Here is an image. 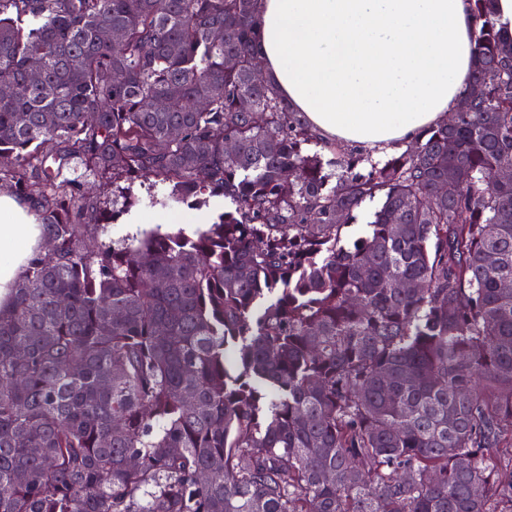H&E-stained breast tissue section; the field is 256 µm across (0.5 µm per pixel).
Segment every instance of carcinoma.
Returning <instances> with one entry per match:
<instances>
[{
    "instance_id": "carcinoma-1",
    "label": "carcinoma",
    "mask_w": 512,
    "mask_h": 512,
    "mask_svg": "<svg viewBox=\"0 0 512 512\" xmlns=\"http://www.w3.org/2000/svg\"><path fill=\"white\" fill-rule=\"evenodd\" d=\"M260 2L0 0V181L45 241L0 305V512H512V34L471 0L482 95L331 177ZM91 177L229 205L94 250ZM381 205V195H377L373 200H367L362 207L357 210L353 218L345 225L343 230L344 239L347 243H352L355 239L366 234V224L373 219V213Z\"/></svg>"
}]
</instances>
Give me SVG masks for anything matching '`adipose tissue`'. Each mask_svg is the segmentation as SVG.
Returning <instances> with one entry per match:
<instances>
[{"label":"adipose tissue","instance_id":"adipose-tissue-1","mask_svg":"<svg viewBox=\"0 0 512 512\" xmlns=\"http://www.w3.org/2000/svg\"><path fill=\"white\" fill-rule=\"evenodd\" d=\"M258 57L319 137L381 155L446 121L468 87L470 0H261ZM41 241L0 194V302Z\"/></svg>","mask_w":512,"mask_h":512}]
</instances>
